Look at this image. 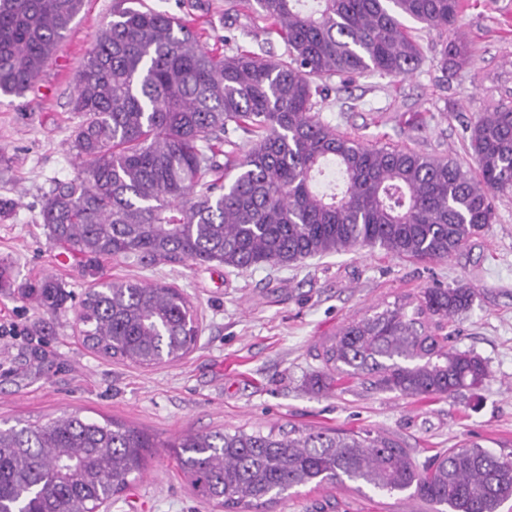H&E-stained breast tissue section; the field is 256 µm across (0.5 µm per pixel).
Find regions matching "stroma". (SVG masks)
Masks as SVG:
<instances>
[{
    "instance_id": "stroma-1",
    "label": "stroma",
    "mask_w": 512,
    "mask_h": 512,
    "mask_svg": "<svg viewBox=\"0 0 512 512\" xmlns=\"http://www.w3.org/2000/svg\"><path fill=\"white\" fill-rule=\"evenodd\" d=\"M112 0H86L66 38L24 96H0V199L16 203L0 221V265L14 287L0 288V426L48 421L79 411L113 420L160 440L142 473L100 512H214L195 497L164 441L188 431L267 427L371 429L407 448L417 464L473 440L489 449L512 446V197L496 202L484 235L445 261L415 262L365 248L306 259L285 269L192 263L145 267L135 260L99 261L55 245L41 223L45 195L56 182L82 174L69 141L80 122L71 98L76 78ZM458 25L473 63L449 75L441 40L417 22L420 68L405 78H333L321 116L369 146L410 148L474 167L464 127L512 97V0H469ZM203 42L237 45L263 55L284 51L246 17L224 16V0L200 14ZM53 277L71 295L50 314L22 297L18 285ZM134 278L183 289L202 327L196 347L174 364L141 368L99 356L80 336L76 308L99 280ZM473 288L471 308L458 315L452 345L474 350L490 379L456 400H412L357 380L329 392L311 388L321 371L315 347L348 321L376 312L398 296L442 284ZM257 512H433L431 505L354 485H311Z\"/></svg>"
}]
</instances>
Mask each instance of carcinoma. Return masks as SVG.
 <instances>
[{"label": "carcinoma", "mask_w": 512, "mask_h": 512, "mask_svg": "<svg viewBox=\"0 0 512 512\" xmlns=\"http://www.w3.org/2000/svg\"><path fill=\"white\" fill-rule=\"evenodd\" d=\"M113 0L79 74L69 148L84 176L44 197L49 238L89 265L131 257L146 266L216 262L244 270L378 247L445 261L495 221L512 195V100L465 126L477 171L409 148L372 147L315 110L338 76L407 77L423 63L404 25L445 36L451 75L472 63L456 27L465 0H229L278 35L279 58L202 45L194 14ZM84 0H0V95L37 81ZM246 139L240 148L238 138ZM55 313L66 295L50 277L23 286ZM474 291L435 285L353 319L316 348L319 391L360 380L406 399L455 398L490 378L471 350L448 345V324ZM84 344L153 367L197 344L191 300L179 289L103 281L78 303ZM169 448L197 499L227 512L300 486L351 482L407 494L436 512H499L512 500V450L466 442L419 467L371 430L244 428L158 442L78 412L0 427V512H96L141 474L148 449Z\"/></svg>", "instance_id": "cac0c4a2"}]
</instances>
